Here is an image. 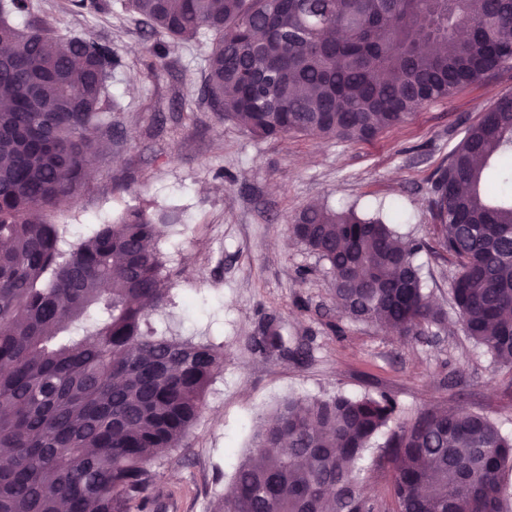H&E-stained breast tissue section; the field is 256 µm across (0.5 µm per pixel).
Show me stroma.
<instances>
[{"label":"stroma","mask_w":512,"mask_h":512,"mask_svg":"<svg viewBox=\"0 0 512 512\" xmlns=\"http://www.w3.org/2000/svg\"><path fill=\"white\" fill-rule=\"evenodd\" d=\"M27 20L61 37L110 44L120 65L109 90L112 145L92 159L76 197L50 214L68 241L76 226L147 209L162 225L173 303L153 314L157 331L224 349V367L205 393L203 415L180 447L151 466L147 495L164 512H210L254 445L258 426L288 398L339 394L390 398L397 422L433 407L479 413L512 437V367L494 362L464 332L451 297L456 261L438 244L432 186L465 127L512 93V70L485 76L431 102L402 126L349 143L294 134L255 137L222 122L201 81L211 32L172 40L152 31L119 0L75 14L65 0H29ZM164 59L154 64V50ZM384 204L402 215L396 230L422 249L424 291L442 320L401 336L343 316L324 261L290 238L305 208ZM276 319L289 353L263 354L253 342ZM384 429L361 465L377 512H397L392 471L380 460Z\"/></svg>","instance_id":"stroma-1"}]
</instances>
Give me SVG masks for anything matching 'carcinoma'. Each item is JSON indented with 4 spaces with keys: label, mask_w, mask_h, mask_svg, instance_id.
I'll return each instance as SVG.
<instances>
[{
    "label": "carcinoma",
    "mask_w": 512,
    "mask_h": 512,
    "mask_svg": "<svg viewBox=\"0 0 512 512\" xmlns=\"http://www.w3.org/2000/svg\"><path fill=\"white\" fill-rule=\"evenodd\" d=\"M174 40L211 31L203 96L260 138L353 142L512 68L508 0H124ZM73 13L101 0H67ZM28 0H0V512H142L150 465L205 409L224 350L165 336L170 302L159 225L143 209L65 245L46 211L72 197L89 155L112 144V48L20 28ZM440 247L459 272L462 326L512 366V94L466 127L433 186ZM397 216L309 207L289 234L327 262L344 314L416 336L437 322L420 244ZM281 328L255 347L287 350ZM387 396L284 401L213 512H376L357 469L395 417ZM399 512H504L512 439L448 409L398 426L386 444Z\"/></svg>",
    "instance_id": "cac0c4a2"
}]
</instances>
